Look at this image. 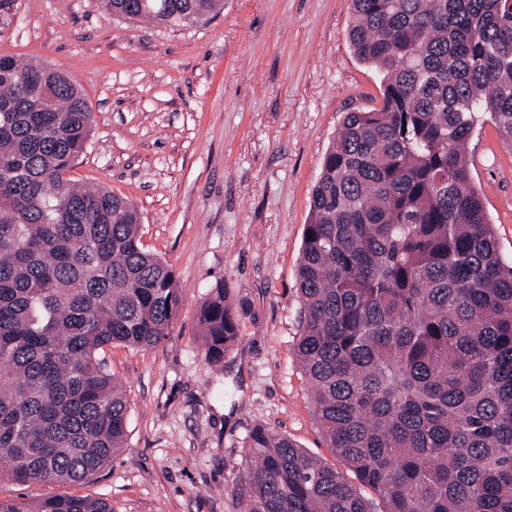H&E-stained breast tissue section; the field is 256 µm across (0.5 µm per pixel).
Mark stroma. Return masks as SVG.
<instances>
[{
	"instance_id": "35a3bbf8",
	"label": "stroma",
	"mask_w": 512,
	"mask_h": 512,
	"mask_svg": "<svg viewBox=\"0 0 512 512\" xmlns=\"http://www.w3.org/2000/svg\"><path fill=\"white\" fill-rule=\"evenodd\" d=\"M351 0H224L191 27L132 23L96 0H18L0 53L49 64L85 93L93 133L73 179L138 208L146 248L176 271L166 341L108 354L130 401L125 450L77 492L112 512H238L233 486L256 426L335 466L293 346L312 188L346 113L378 106L380 78L347 37ZM473 169L512 260V145L475 130ZM223 284L238 341L214 373L197 319Z\"/></svg>"
}]
</instances>
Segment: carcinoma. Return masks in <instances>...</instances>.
<instances>
[{
  "label": "carcinoma",
  "mask_w": 512,
  "mask_h": 512,
  "mask_svg": "<svg viewBox=\"0 0 512 512\" xmlns=\"http://www.w3.org/2000/svg\"><path fill=\"white\" fill-rule=\"evenodd\" d=\"M97 2L168 27L223 5ZM14 5L0 0V35ZM352 13V50L382 100L347 113L323 158L295 354L355 482L257 427L234 495L240 512H512V262L468 163L486 116L512 145V0H352ZM93 123L65 73L0 54V482L81 486L108 466L130 403L105 351L160 345L183 300L134 204L66 177ZM198 323L219 371L239 336L224 284ZM0 512L112 508L64 495L0 499Z\"/></svg>",
  "instance_id": "obj_1"
}]
</instances>
